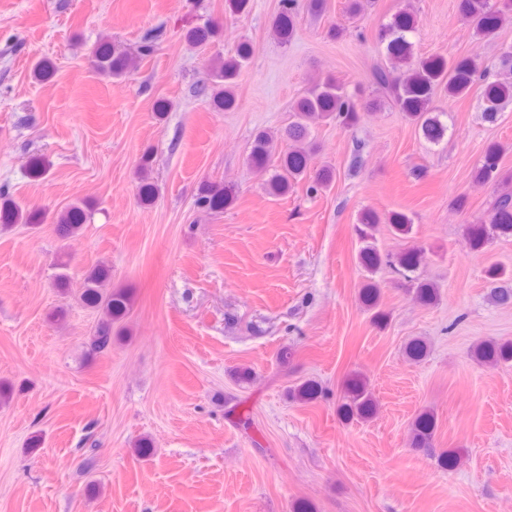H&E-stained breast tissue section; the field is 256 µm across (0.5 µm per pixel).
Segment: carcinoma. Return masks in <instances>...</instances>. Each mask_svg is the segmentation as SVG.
Listing matches in <instances>:
<instances>
[{
  "mask_svg": "<svg viewBox=\"0 0 512 512\" xmlns=\"http://www.w3.org/2000/svg\"><path fill=\"white\" fill-rule=\"evenodd\" d=\"M305 8L312 15L326 10V0H282V9L272 24L274 35L283 43L288 42L295 31V17L299 8ZM460 16L470 26L478 40L491 38L503 19L512 16V0H458ZM419 28L417 15L407 7L395 11L390 20L378 29V41L385 45V53L392 66L375 71L377 86L385 91L402 113L404 119L415 125L423 138L430 144L438 145L448 136L447 112H437L430 104L437 96L450 99L476 94L482 103V120L494 124L504 108L512 104V53L500 59L501 68L508 74H494L488 69H479L475 55L447 59L440 55L419 57L415 53L413 36ZM220 25L208 24L191 31L190 42L203 44L216 37ZM252 55V47L240 44L235 54L212 65L209 78L202 83L197 94L209 99L214 109L223 111L235 106V86L244 67ZM94 67L102 75L114 78L125 77L134 69L131 54L116 47L101 43L91 52ZM367 105L356 93H348L330 76L317 81L306 94L298 98L293 106L294 120L284 130L283 137L289 142L288 151L272 164L273 135L261 131L253 140L250 152L253 173L263 179L265 191L272 196H282L302 181L314 163L317 147L309 140L310 125L319 121L334 122L348 129L355 126ZM503 147L498 143L489 144L475 170L474 179L482 184L500 188L492 202L487 219L466 228V239L473 249L483 247L494 236L512 238V180L502 176L500 158ZM334 170L323 166L317 170L307 192L314 194L331 186ZM158 189L146 175H141L137 195L144 204H151L157 197ZM232 197L223 185L211 182L202 186L196 200L198 207L220 211L230 203ZM44 215L38 211H25L16 203L0 206V226L13 224L38 226ZM87 221L85 204H71L57 214L55 223L63 237L75 236ZM380 224L389 225L394 235L405 238L413 229L412 219L403 212L392 211L380 216L374 211L360 214L357 232L365 242L360 251V263L368 273V281L362 288V300L369 310H375V320L382 323L385 314L377 310L380 288L373 280L382 265L394 268L404 281L413 286L417 298L431 304L438 297V288L418 274L424 264V252L420 249L404 250L395 259L384 257L370 244ZM485 278L491 287L494 301L501 307H512V270L491 266L485 271ZM110 271L104 266L94 267L84 274L83 288L79 295L81 303L101 313V320L88 337L87 354L90 357L112 351L114 326L127 316L131 297L121 290L109 287ZM471 356L479 364L495 368L512 363V341H483L472 348ZM323 394L322 386L315 380H306L289 392L299 402H312ZM342 410L347 416L361 419L372 417L377 405L361 379L350 381L344 396ZM436 425L431 411L421 413L413 423L412 443L416 448H428Z\"/></svg>",
  "mask_w": 512,
  "mask_h": 512,
  "instance_id": "carcinoma-1",
  "label": "carcinoma"
}]
</instances>
